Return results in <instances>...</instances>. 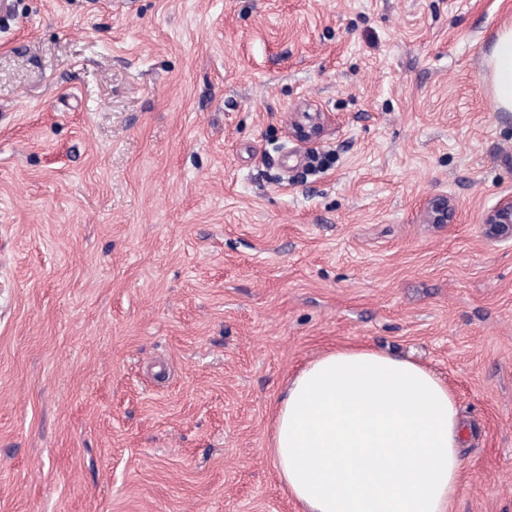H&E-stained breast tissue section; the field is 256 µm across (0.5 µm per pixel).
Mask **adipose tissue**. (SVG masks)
<instances>
[{
    "label": "adipose tissue",
    "instance_id": "1",
    "mask_svg": "<svg viewBox=\"0 0 512 512\" xmlns=\"http://www.w3.org/2000/svg\"><path fill=\"white\" fill-rule=\"evenodd\" d=\"M512 112V26L487 58ZM455 394L432 371L368 346L331 350L289 380L269 450L302 512H448L463 479Z\"/></svg>",
    "mask_w": 512,
    "mask_h": 512
}]
</instances>
